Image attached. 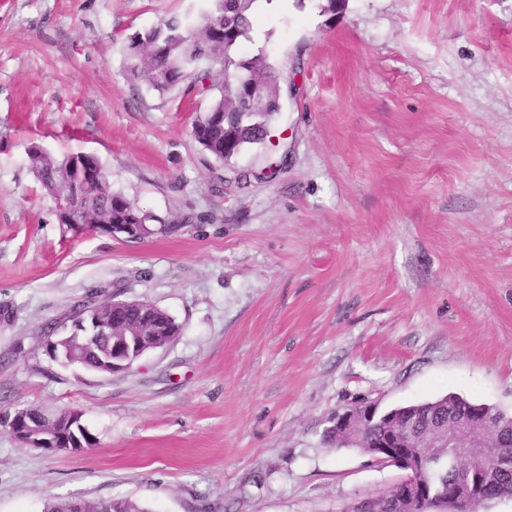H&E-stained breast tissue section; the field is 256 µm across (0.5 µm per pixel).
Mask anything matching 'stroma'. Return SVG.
<instances>
[{
    "instance_id": "stroma-1",
    "label": "stroma",
    "mask_w": 512,
    "mask_h": 512,
    "mask_svg": "<svg viewBox=\"0 0 512 512\" xmlns=\"http://www.w3.org/2000/svg\"><path fill=\"white\" fill-rule=\"evenodd\" d=\"M327 6L261 8L239 54L276 67L281 109L226 164L192 135L210 94L128 72V36L206 0H0V512H353L403 473L324 445L336 411L512 413V0ZM35 146L96 154L164 231L61 224ZM93 294L181 333L126 372L62 367L50 329ZM22 408L79 409L96 447L22 446ZM44 512H148L128 498H108L99 500L54 499L45 504Z\"/></svg>"
}]
</instances>
